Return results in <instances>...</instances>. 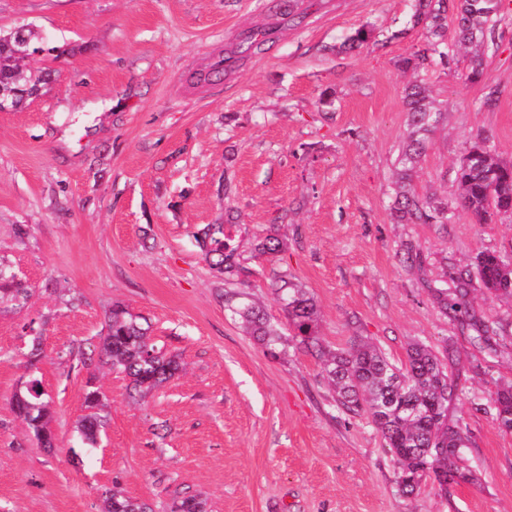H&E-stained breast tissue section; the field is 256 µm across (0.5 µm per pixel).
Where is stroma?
<instances>
[{
    "label": "stroma",
    "instance_id": "stroma-1",
    "mask_svg": "<svg viewBox=\"0 0 512 512\" xmlns=\"http://www.w3.org/2000/svg\"><path fill=\"white\" fill-rule=\"evenodd\" d=\"M0 0V31L29 25L55 51L28 59L51 81L0 112V259L32 296L0 314V512H102L119 483L154 512L190 491L207 512H512V431L489 408L512 384V300L473 283L476 317L501 324L484 344L461 333L434 289L483 251L512 248V216L448 228L400 224L391 210L407 137L411 73L399 61L425 37L414 0ZM277 23L224 89L189 95L187 65ZM373 39L346 53L343 41ZM484 62L500 94L465 83L468 65L424 76L445 119L414 184L456 197L452 173L483 141L512 161V16ZM224 227L231 268L210 270L196 235ZM273 237L278 254L261 253ZM421 264L403 261L406 246ZM307 288L325 345L371 337L390 361L410 344L453 347L463 398L448 416L468 436L469 482L440 492L397 485L399 463L366 418L339 411L318 359L297 342L275 359L247 336L222 293H247L280 331L271 283ZM148 323L184 369L132 398L123 375L76 368L74 349L105 332L114 305ZM41 356L27 368L33 334ZM37 377L57 447H39L12 411ZM95 378L105 426L93 451L75 431Z\"/></svg>",
    "mask_w": 512,
    "mask_h": 512
}]
</instances>
